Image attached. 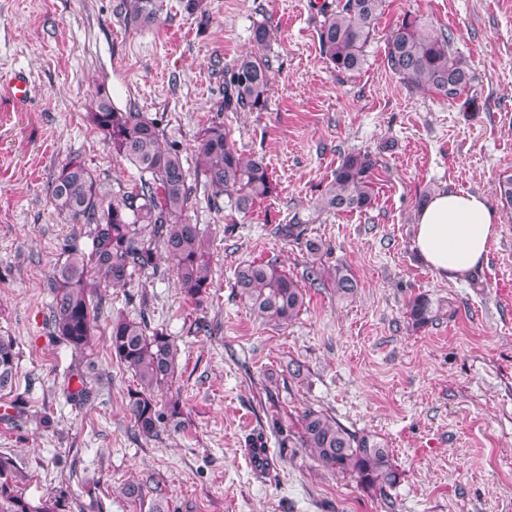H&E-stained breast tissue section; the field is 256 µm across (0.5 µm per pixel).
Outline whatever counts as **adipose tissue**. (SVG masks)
<instances>
[{
	"label": "adipose tissue",
	"instance_id": "obj_1",
	"mask_svg": "<svg viewBox=\"0 0 512 512\" xmlns=\"http://www.w3.org/2000/svg\"><path fill=\"white\" fill-rule=\"evenodd\" d=\"M496 234L497 217L483 196L441 191L419 210L413 247L438 276L456 280L482 264Z\"/></svg>",
	"mask_w": 512,
	"mask_h": 512
}]
</instances>
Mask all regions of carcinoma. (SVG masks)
<instances>
[{"label": "carcinoma", "instance_id": "obj_1", "mask_svg": "<svg viewBox=\"0 0 512 512\" xmlns=\"http://www.w3.org/2000/svg\"><path fill=\"white\" fill-rule=\"evenodd\" d=\"M384 0H328L318 6L323 17L317 34L320 52L330 67L343 74L355 73L365 63V47L375 29ZM164 0H121L123 20L135 27L155 24ZM270 29L259 22L252 30L254 51L224 68L226 112H260L268 103L272 62L263 54ZM454 34L446 28H430L415 18L402 19L387 40L388 69L409 85L422 88L450 102L462 98L473 74L453 50ZM90 118L112 152L133 165L139 180L129 191L114 196L102 191L86 164L72 157L48 183L53 209L71 224L89 226V251L77 243L64 250L65 259L55 266L48 282L52 300L48 324L53 335L75 352L85 355L92 347L94 328L104 309L106 288H125L134 280L155 273L159 253L172 264L185 296L201 300L213 283L208 240L188 209L197 185L191 183L181 151L170 142L155 120L133 107H117L105 85H98L90 101ZM197 173L204 178L208 200L227 192L234 207L248 213L273 196L276 185L264 158L245 157L228 140L224 123L203 128L196 145ZM375 163L367 154H350L336 168L317 207L336 213L367 210L375 200L372 179ZM312 257L302 278L288 276L275 261L252 262L235 273V288L258 318L277 326L294 320L305 305L307 288H331L340 297L355 293L356 283L342 266H325L319 258L322 246L305 242ZM412 323L425 327L437 318L432 301L424 294L408 302ZM112 357L136 378L128 392L126 411L138 435L151 439L164 421L180 417L179 402L161 405L155 390L174 370V343L169 334L150 328L146 321L124 315L110 322ZM17 353L14 341L0 336V393L15 386ZM77 386L66 388V397L84 406L95 391L87 376L69 375ZM306 448L323 467L354 479L363 489L387 496L400 479L389 451L376 437L352 434L320 410L301 415L300 429L291 447ZM26 475L15 458L0 452V512H71L65 496L33 501L26 496Z\"/></svg>", "mask_w": 512, "mask_h": 512}]
</instances>
